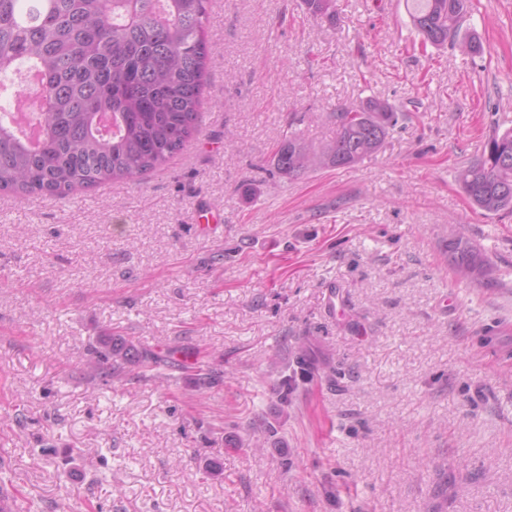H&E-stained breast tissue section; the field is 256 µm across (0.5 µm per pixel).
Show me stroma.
<instances>
[{
  "label": "stroma",
  "instance_id": "35a3bbf8",
  "mask_svg": "<svg viewBox=\"0 0 512 512\" xmlns=\"http://www.w3.org/2000/svg\"><path fill=\"white\" fill-rule=\"evenodd\" d=\"M422 46L413 0H211L203 117L138 183L0 194V485L19 512H512V214L456 180L512 129V0ZM482 49L471 52L468 38ZM398 122L352 168L285 178L283 135ZM223 229L198 227L201 211ZM494 269L459 279L452 233ZM100 336L192 370L103 382ZM307 379L282 395L296 343Z\"/></svg>",
  "mask_w": 512,
  "mask_h": 512
}]
</instances>
